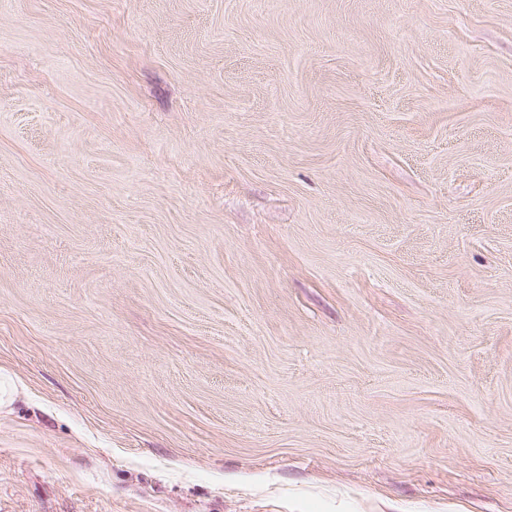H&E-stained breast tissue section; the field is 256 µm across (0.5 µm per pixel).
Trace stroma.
Wrapping results in <instances>:
<instances>
[{"label": "stroma", "instance_id": "stroma-1", "mask_svg": "<svg viewBox=\"0 0 512 512\" xmlns=\"http://www.w3.org/2000/svg\"><path fill=\"white\" fill-rule=\"evenodd\" d=\"M0 512H512V0H0ZM23 381L6 368L0 367V415L11 410L13 404L24 392Z\"/></svg>", "mask_w": 512, "mask_h": 512}]
</instances>
